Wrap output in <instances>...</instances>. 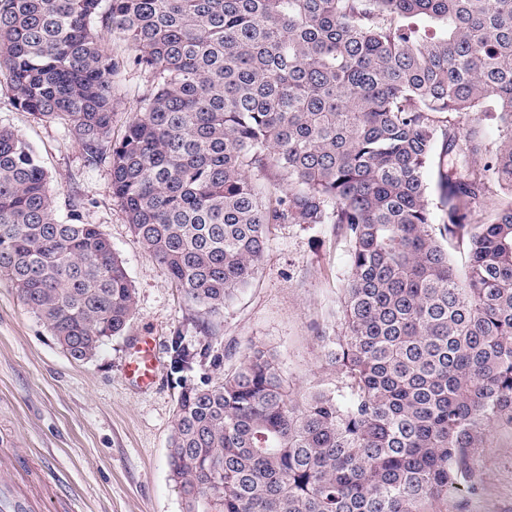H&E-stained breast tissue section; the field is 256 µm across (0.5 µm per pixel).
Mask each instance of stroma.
I'll return each instance as SVG.
<instances>
[{
  "instance_id": "obj_1",
  "label": "stroma",
  "mask_w": 512,
  "mask_h": 512,
  "mask_svg": "<svg viewBox=\"0 0 512 512\" xmlns=\"http://www.w3.org/2000/svg\"><path fill=\"white\" fill-rule=\"evenodd\" d=\"M145 74L124 68L114 84V135L138 110ZM0 79V125L20 133L57 183L56 208L67 218L78 202L82 223L99 225L124 261L136 310L121 335L87 360L65 353L0 281V455L22 454L27 478L43 494L40 512H185L171 479L168 446L179 387L168 366L175 330L195 337L182 295L131 233L112 196L110 167L89 169L63 126L18 111ZM350 274L349 243L333 224H279L250 285L219 320L220 369L237 367L252 347L272 352L289 389L340 380L326 363L328 338L343 331L339 311ZM160 360L156 382L134 383L128 366L140 336ZM478 491L438 502V512H512V439L481 449Z\"/></svg>"
}]
</instances>
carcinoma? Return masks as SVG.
Masks as SVG:
<instances>
[{"label":"carcinoma","instance_id":"cac0c4a2","mask_svg":"<svg viewBox=\"0 0 512 512\" xmlns=\"http://www.w3.org/2000/svg\"><path fill=\"white\" fill-rule=\"evenodd\" d=\"M107 34L149 83L118 140ZM0 79L89 166L109 160L131 233L199 328L168 345L185 512H435L475 489L477 449L512 436V0H0ZM55 198L0 126V280L86 360L124 331L135 288ZM277 224L349 240L327 354L341 385L294 395L258 347L188 381L221 367L214 320Z\"/></svg>","mask_w":512,"mask_h":512}]
</instances>
